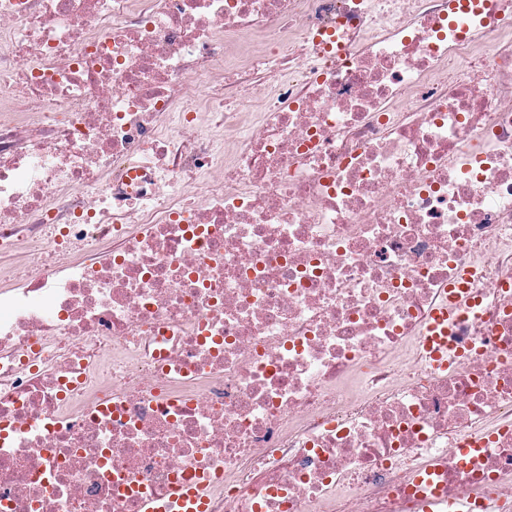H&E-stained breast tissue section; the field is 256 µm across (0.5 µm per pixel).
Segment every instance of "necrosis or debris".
Returning a JSON list of instances; mask_svg holds the SVG:
<instances>
[{"label":"necrosis or debris","instance_id":"1","mask_svg":"<svg viewBox=\"0 0 512 512\" xmlns=\"http://www.w3.org/2000/svg\"><path fill=\"white\" fill-rule=\"evenodd\" d=\"M452 5L0 0V512H512V0ZM462 282L448 288V298L434 311L424 336V348L435 369H448V328L451 324L449 308L457 305L466 295L467 288ZM207 503L201 487L184 485L167 500L142 501L140 512H206Z\"/></svg>","mask_w":512,"mask_h":512}]
</instances>
